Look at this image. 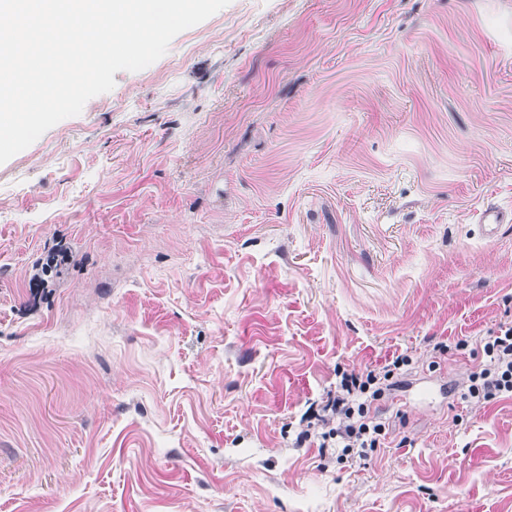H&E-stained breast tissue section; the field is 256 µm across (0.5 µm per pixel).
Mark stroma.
I'll return each mask as SVG.
<instances>
[{"instance_id":"35a3bbf8","label":"stroma","mask_w":512,"mask_h":512,"mask_svg":"<svg viewBox=\"0 0 512 512\" xmlns=\"http://www.w3.org/2000/svg\"><path fill=\"white\" fill-rule=\"evenodd\" d=\"M0 164V512H512V0H230ZM69 261L47 279L56 243ZM410 357L381 447L342 374ZM484 361L478 370L470 373L463 398L474 407H485L512 393V329L501 336L483 339ZM409 363V356L400 354L391 364L382 368H366L361 373L343 374L336 394L330 396L324 406V412L329 417L320 416L318 419L325 427H330L323 433L321 448H327L329 439L336 438V448H343L342 457L347 456L355 448H377L381 438L385 439V424L380 421L374 404L380 400L395 371Z\"/></svg>"}]
</instances>
